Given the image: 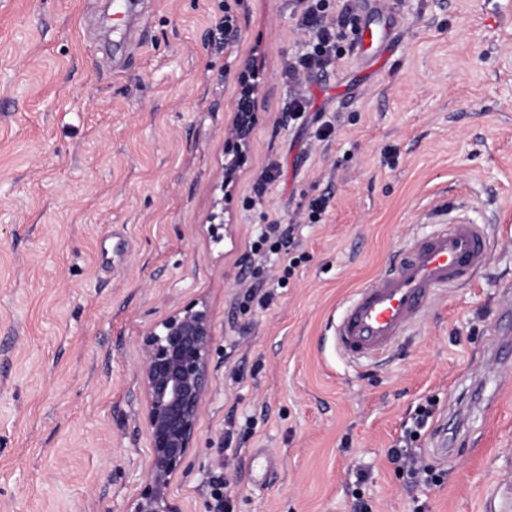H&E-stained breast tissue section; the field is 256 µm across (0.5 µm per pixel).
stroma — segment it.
<instances>
[{
  "mask_svg": "<svg viewBox=\"0 0 512 512\" xmlns=\"http://www.w3.org/2000/svg\"><path fill=\"white\" fill-rule=\"evenodd\" d=\"M340 3L372 41L295 86L293 0H142L128 29L113 0H0V512H123L150 453L140 335L196 300L215 345L180 512H481L512 461V359L488 355L512 287V0ZM250 59L253 140L215 235ZM300 92L310 117L292 122ZM457 218L493 232L485 268L385 356L345 358L339 305ZM275 219L295 227L288 276L252 248ZM258 285L268 307L246 298ZM476 385L492 405L470 404ZM431 396L463 427L443 452L434 431L417 442L444 482L409 489L387 451Z\"/></svg>",
  "mask_w": 512,
  "mask_h": 512,
  "instance_id": "35a3bbf8",
  "label": "stroma"
}]
</instances>
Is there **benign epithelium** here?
I'll return each mask as SVG.
<instances>
[{
	"label": "benign epithelium",
	"instance_id": "obj_1",
	"mask_svg": "<svg viewBox=\"0 0 512 512\" xmlns=\"http://www.w3.org/2000/svg\"><path fill=\"white\" fill-rule=\"evenodd\" d=\"M237 79L239 93L224 139L241 154L253 138L259 69L246 64ZM141 347L140 387L151 458L144 487L126 512H179L170 487L193 448L209 392L214 333L207 304L196 301L174 310L144 332Z\"/></svg>",
	"mask_w": 512,
	"mask_h": 512
}]
</instances>
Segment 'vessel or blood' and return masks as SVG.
<instances>
[{
    "instance_id": "obj_1",
    "label": "vessel or blood",
    "mask_w": 512,
    "mask_h": 512,
    "mask_svg": "<svg viewBox=\"0 0 512 512\" xmlns=\"http://www.w3.org/2000/svg\"><path fill=\"white\" fill-rule=\"evenodd\" d=\"M490 248L484 227L465 219L437 225L405 245L341 306L334 329L337 347L351 359L392 350L439 293L476 277ZM482 502L483 512H512V469L485 490Z\"/></svg>"
}]
</instances>
